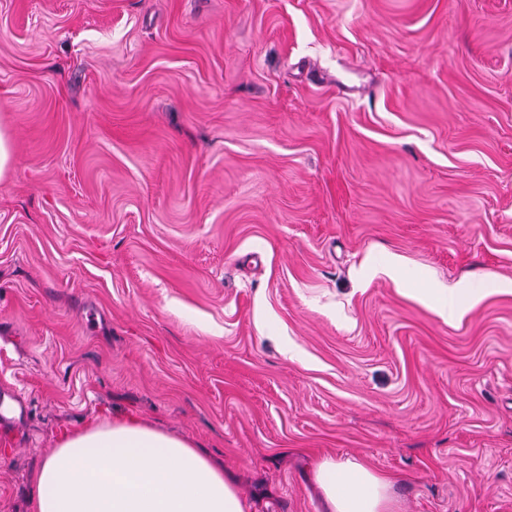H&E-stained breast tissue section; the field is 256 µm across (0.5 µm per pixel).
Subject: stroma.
Here are the masks:
<instances>
[{"instance_id":"obj_1","label":"stroma","mask_w":512,"mask_h":512,"mask_svg":"<svg viewBox=\"0 0 512 512\" xmlns=\"http://www.w3.org/2000/svg\"><path fill=\"white\" fill-rule=\"evenodd\" d=\"M0 126V512L127 415L250 512H512V0H0ZM491 291L483 280H466L447 288H421L416 298L422 302L443 300L439 314L444 319H460L467 311L480 304ZM448 299L457 304L448 308ZM324 512H402L393 482L354 456H322L313 463Z\"/></svg>"}]
</instances>
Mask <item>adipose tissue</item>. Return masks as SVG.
Instances as JSON below:
<instances>
[{
    "label": "adipose tissue",
    "instance_id": "adipose-tissue-1",
    "mask_svg": "<svg viewBox=\"0 0 512 512\" xmlns=\"http://www.w3.org/2000/svg\"><path fill=\"white\" fill-rule=\"evenodd\" d=\"M482 280L421 288L439 314L461 318L488 295ZM325 512H402L392 481L354 456L313 463ZM35 512H247L232 482L186 441L138 418L97 421L63 433L38 469Z\"/></svg>",
    "mask_w": 512,
    "mask_h": 512
}]
</instances>
